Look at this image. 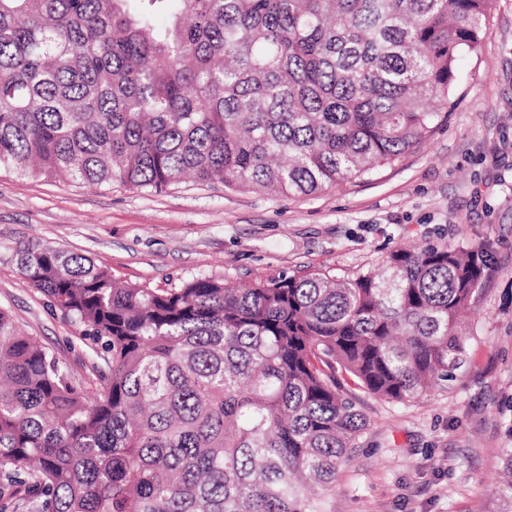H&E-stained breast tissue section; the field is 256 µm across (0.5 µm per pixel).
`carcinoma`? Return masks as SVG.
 Listing matches in <instances>:
<instances>
[{
  "label": "carcinoma",
  "mask_w": 512,
  "mask_h": 512,
  "mask_svg": "<svg viewBox=\"0 0 512 512\" xmlns=\"http://www.w3.org/2000/svg\"><path fill=\"white\" fill-rule=\"evenodd\" d=\"M493 0H0V169L160 193L185 177L309 195L432 133ZM93 352L75 372L0 307V482L27 512H327L367 420L465 362L485 245L376 273L120 285L19 245Z\"/></svg>",
  "instance_id": "obj_1"
}]
</instances>
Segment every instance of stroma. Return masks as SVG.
Instances as JSON below:
<instances>
[{
  "mask_svg": "<svg viewBox=\"0 0 512 512\" xmlns=\"http://www.w3.org/2000/svg\"><path fill=\"white\" fill-rule=\"evenodd\" d=\"M457 70L425 142L372 177L306 196L193 181L157 194L0 170V306L80 372L88 349L23 284L11 260L19 242L85 255L153 288L200 275L351 278L398 248L487 243L464 366L405 403L353 390L368 425L326 497L332 512H501L512 448V0H495L480 51H462Z\"/></svg>",
  "mask_w": 512,
  "mask_h": 512,
  "instance_id": "1",
  "label": "stroma"
}]
</instances>
